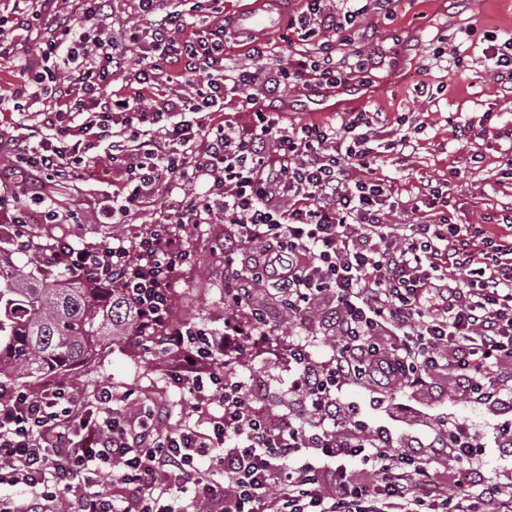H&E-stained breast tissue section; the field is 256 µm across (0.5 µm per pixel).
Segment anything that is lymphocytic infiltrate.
Listing matches in <instances>:
<instances>
[{
	"instance_id": "lymphocytic-infiltrate-1",
	"label": "lymphocytic infiltrate",
	"mask_w": 512,
	"mask_h": 512,
	"mask_svg": "<svg viewBox=\"0 0 512 512\" xmlns=\"http://www.w3.org/2000/svg\"><path fill=\"white\" fill-rule=\"evenodd\" d=\"M160 2L137 0L138 15L150 20L138 59L120 49L107 0H84L81 16L61 18L60 34L38 43L36 61L15 66L17 97L46 101V130L34 146L7 140L14 163L0 169V183L28 168L68 182L82 162L69 134L93 130L110 139L112 170L125 177L100 223H125L132 209L150 205L159 171L201 185L176 221L215 216L227 224L229 313L221 336L184 325L163 342L178 358L176 387L196 397L214 391L222 414L204 429L173 428L152 407L133 416L113 407L107 385L89 401L62 384L37 393L2 387L0 487L26 492L0 496V512H59L63 500L78 512H512V483L474 465L480 443L467 425L443 420L433 432L415 430L408 454L389 426L362 419L360 403L340 397L343 386L366 377L414 388L442 369L474 400L512 396V216L502 235L454 223L447 193L436 186L428 190L435 223H389V193L371 176L377 113H350L338 128L283 125L276 107L256 109L246 126L218 119L226 84H255L251 63L266 47L255 44L247 62L225 66L219 0H198L190 23L161 13ZM304 2L284 22L310 48L278 63L273 89L349 86L365 68L361 16L393 0H338L333 11L324 0ZM130 71L139 84L164 75L190 92L146 111L140 99L112 94L113 77ZM282 154L290 164L278 163ZM238 243L252 250L247 265L234 262ZM55 254L85 276L111 261L113 276L143 308L146 330L166 320L169 274L188 252L160 224L132 244L121 237L95 249L62 243ZM464 269L470 280L459 279ZM257 275L273 278L295 312L323 303L334 338L322 362L306 344H289L288 391L297 407L287 413H273L252 383L225 378L215 363L272 334L251 302ZM447 448L458 465L448 489L431 466ZM356 459L366 477L349 469ZM106 467L121 496L101 490Z\"/></svg>"
}]
</instances>
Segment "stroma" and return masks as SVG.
Listing matches in <instances>:
<instances>
[{
    "instance_id": "1",
    "label": "stroma",
    "mask_w": 512,
    "mask_h": 512,
    "mask_svg": "<svg viewBox=\"0 0 512 512\" xmlns=\"http://www.w3.org/2000/svg\"><path fill=\"white\" fill-rule=\"evenodd\" d=\"M366 37L360 48L369 66L367 82L341 95L325 93L322 109H315L310 97L289 89L269 95L262 86L253 87L259 107L278 103L284 125L315 121L340 126L347 113L377 112L381 119L374 139L381 152L374 176L391 192L395 201L389 217L393 224H419L433 220L422 196L424 185H448V213L458 224L501 222L512 213V175L507 174L505 151L512 147V90L501 85L490 69L489 54L512 51V0H395L392 13L369 11L361 19ZM448 50H459L463 62L452 68L436 57L438 42ZM13 80L0 71V135L23 138L28 127L41 121L43 105L34 102L24 111L14 108ZM469 125L474 135L458 143L456 131ZM408 135L414 150L406 160L388 152V144ZM82 142L94 173L54 188L53 195L61 223L56 235L77 246L97 247L110 241L112 227L95 221L104 201L118 192L121 181L105 171L107 140L83 136ZM35 182L27 174L0 187V224L14 223L19 209L36 212L30 198ZM189 183L164 181L155 202L146 211L130 215L122 235L135 240L153 224L173 219L185 195L194 192ZM187 240L190 256L172 278L171 294L183 302L174 325H195L220 333L224 330V225L219 218L207 224H188L178 229ZM252 299L276 326L277 349L252 354L240 366L241 376L253 377L266 386L267 404L280 411L283 389L288 381L284 370L285 350L290 342L308 340L313 353L325 358L330 339L321 324V308L311 311L312 322L299 326L286 321L281 299L273 287L256 288ZM175 354L160 355L150 344L136 338L108 345L96 361L62 375L29 383L37 392L45 384L61 381L78 397H89L101 385L128 395L130 403L148 402L167 412L176 426L198 417V401L181 393L169 372ZM389 405L392 424L406 429L408 423H435L446 416L468 425L478 435L485 451L481 456L487 473L512 475V457L499 452L497 431L512 420V411L494 403H477L463 395L451 376L439 373L431 385L411 389L391 383L381 386Z\"/></svg>"
}]
</instances>
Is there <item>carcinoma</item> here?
Wrapping results in <instances>:
<instances>
[{"instance_id": "1", "label": "carcinoma", "mask_w": 512, "mask_h": 512, "mask_svg": "<svg viewBox=\"0 0 512 512\" xmlns=\"http://www.w3.org/2000/svg\"><path fill=\"white\" fill-rule=\"evenodd\" d=\"M56 241L44 238L24 262L14 260L20 238L0 242V383L63 374L134 335L139 317L125 290L50 264Z\"/></svg>"}]
</instances>
